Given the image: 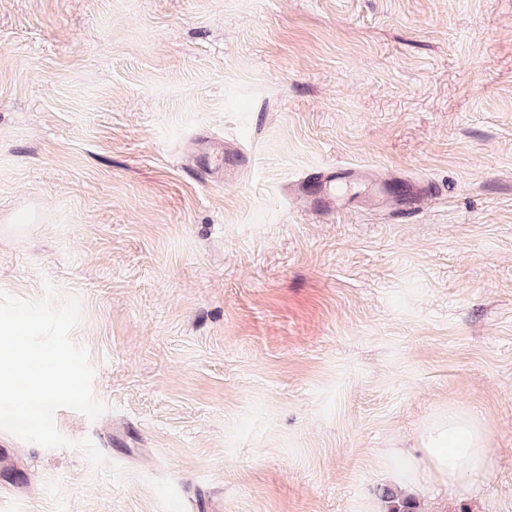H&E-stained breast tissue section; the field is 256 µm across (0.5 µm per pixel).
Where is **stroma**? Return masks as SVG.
Masks as SVG:
<instances>
[{
    "label": "stroma",
    "instance_id": "1",
    "mask_svg": "<svg viewBox=\"0 0 512 512\" xmlns=\"http://www.w3.org/2000/svg\"><path fill=\"white\" fill-rule=\"evenodd\" d=\"M51 286L106 410L0 431V512H386L451 410L489 470L405 496L512 512V0H0V291ZM363 167L342 165L321 168L296 182L290 197L298 209L315 215H328L344 205L343 193H336V184H347L367 175ZM408 188V197L406 202L400 204L404 211H414L421 205L422 197L428 195L434 189L431 182H423L418 180H411L405 183Z\"/></svg>",
    "mask_w": 512,
    "mask_h": 512
}]
</instances>
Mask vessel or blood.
<instances>
[{
  "label": "vessel or blood",
  "instance_id": "obj_1",
  "mask_svg": "<svg viewBox=\"0 0 512 512\" xmlns=\"http://www.w3.org/2000/svg\"><path fill=\"white\" fill-rule=\"evenodd\" d=\"M366 174L362 167L321 168L296 182L290 189V197L302 211L328 215L344 204L345 197L337 193V185L362 179Z\"/></svg>",
  "mask_w": 512,
  "mask_h": 512
}]
</instances>
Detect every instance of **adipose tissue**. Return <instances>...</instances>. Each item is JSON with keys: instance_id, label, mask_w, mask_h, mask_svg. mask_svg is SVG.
Here are the masks:
<instances>
[{"instance_id": "adipose-tissue-1", "label": "adipose tissue", "mask_w": 512, "mask_h": 512, "mask_svg": "<svg viewBox=\"0 0 512 512\" xmlns=\"http://www.w3.org/2000/svg\"><path fill=\"white\" fill-rule=\"evenodd\" d=\"M426 467L422 479L450 486L462 476L479 475L490 465L483 428L471 415L462 411L436 417L426 425L422 436Z\"/></svg>"}]
</instances>
